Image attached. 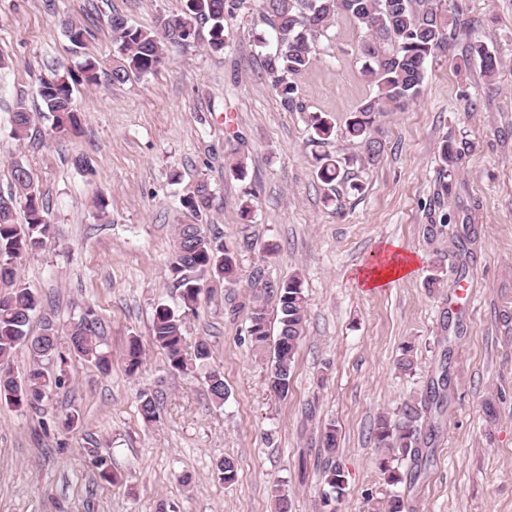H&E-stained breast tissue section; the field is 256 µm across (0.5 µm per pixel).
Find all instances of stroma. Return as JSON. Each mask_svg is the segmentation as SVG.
Segmentation results:
<instances>
[{
    "label": "stroma",
    "mask_w": 512,
    "mask_h": 512,
    "mask_svg": "<svg viewBox=\"0 0 512 512\" xmlns=\"http://www.w3.org/2000/svg\"><path fill=\"white\" fill-rule=\"evenodd\" d=\"M183 7L0 0V192L11 188L12 158H22L51 224L20 274L59 327L93 307L112 353L106 373L69 361L68 381L39 412L0 403V512H274L278 482L292 512H369L390 490L374 420L424 393L446 348L441 428L419 480L399 489L410 512H512V0H438L459 27L431 58L420 96L379 118V157L350 165L361 191L341 190L335 204L316 175L307 116L323 112L344 125L373 92L351 53L358 32L344 18L297 79L303 111L283 110L263 76L255 4L225 17L224 50L210 49V26L201 23L195 41L171 48L157 71L77 86L79 129L53 128L40 83L87 56L111 63L112 14L151 29ZM68 20L87 29L83 48L66 37ZM473 42L499 59L495 74L470 56ZM20 101L31 123L19 141L12 113ZM445 147L458 157L455 172L443 167ZM236 152L247 164L242 179L225 169ZM449 179L455 193L443 204L437 192ZM202 180L212 193L205 230L236 247L239 280L208 281L183 329L187 344L210 345V365L229 390L220 407L208 399L203 371L171 372L151 335L155 306L180 304L169 282L173 239L188 220L181 199ZM245 200L248 223L239 211ZM445 214L447 233L428 238V224ZM466 224L477 243L464 263L454 241ZM395 241L415 260L414 274L362 287L360 271ZM291 276L308 306L290 390L280 397L268 385V357L251 347L240 302L254 279ZM432 277L439 287H428ZM132 336L145 358L133 377L122 362ZM408 342L416 369L405 374L397 360ZM144 391L163 401L160 422L149 427L139 413ZM70 412L82 423L68 430L61 418ZM327 423L339 431L346 483L326 503ZM91 448L116 484L99 479ZM223 457L238 467L230 486L216 475Z\"/></svg>",
    "instance_id": "35a3bbf8"
}]
</instances>
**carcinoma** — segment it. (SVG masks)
Segmentation results:
<instances>
[{
  "label": "carcinoma",
  "mask_w": 512,
  "mask_h": 512,
  "mask_svg": "<svg viewBox=\"0 0 512 512\" xmlns=\"http://www.w3.org/2000/svg\"><path fill=\"white\" fill-rule=\"evenodd\" d=\"M248 0H185L183 15L161 18L156 28L136 27L114 14L110 27L116 41L115 54L106 76L112 83L122 84L133 75L156 70L171 46L183 45L196 36L195 23H211L209 46L219 51L227 46L224 15L247 7ZM263 21L268 29L255 35L261 47L272 46L265 54V76L287 112H302L297 96L296 79L307 71L319 54L320 39L340 16L348 17L360 32L354 52L363 60L362 74L376 87L374 95L361 101L345 122L342 132L336 130L335 118L313 113L308 116L309 143L325 147L336 137L364 146V161H372L380 152V142L372 136L377 119L387 112L404 109L420 94L429 59L447 39V23L439 13L436 0H261ZM70 43L84 45L87 30L73 20L63 23ZM470 53L479 58L485 73L498 67L497 57L485 45L473 43ZM101 71L99 59L86 56L79 65V74L67 71L43 81L38 95L52 118V125L62 132L77 126L72 106L74 85L98 83ZM13 135L26 137L30 114L24 103L16 105L13 115ZM320 181L327 186L328 199L340 198L338 186L347 182L346 168L354 159L330 151L314 153ZM13 187L7 195L0 194V400L17 407L38 411L45 397L64 384V374H55L45 363L66 364L80 359L94 364L103 372L112 365V353L103 347V329L91 307H86L70 322L67 330V350H62L56 323L45 317L40 332L31 331L32 318L40 304L38 296L19 276L23 260L40 250L49 237L43 198L35 185L30 169L20 160L12 163ZM212 194L209 185L200 181L181 198V205L192 221L177 225L173 240V255L169 266L172 284L179 290L182 310L158 305L154 310L152 336L163 351L168 367L175 372H187L189 366L207 365L211 352L208 343L200 340L194 347V363H189L183 334V316L196 312L207 292L209 279L235 281L238 267L234 246L209 236L202 219L210 210ZM22 209L24 222L15 220ZM273 300L278 316V332L271 338L268 300ZM240 307L248 309V336L252 348L267 355L270 362L268 383L281 396L288 395L299 343L303 336L306 296L300 278L294 276L276 283H262L251 291ZM29 350L32 363L21 377L13 376L11 359L18 346ZM125 371L136 374L143 366V350L132 337L123 352ZM205 384L212 402L221 406L228 393L224 375L213 369L205 372ZM448 403L447 367L441 365L438 378L430 379L426 395L419 401L408 400L391 420L386 414L377 416L371 428L375 447L381 451L378 468L390 486L402 483L394 463L408 460L422 465L423 447L438 432V417ZM163 402L143 392L140 394V414L147 424L159 421ZM321 454L325 457V483L337 494L345 486V474L336 464L339 436L336 426L326 424L321 430ZM93 458L101 480L113 483L107 459L94 448L87 449ZM216 473L223 483L237 480V465L233 458L224 457L216 463ZM373 512H408L405 498L391 491L373 504Z\"/></svg>",
  "instance_id": "1"
}]
</instances>
